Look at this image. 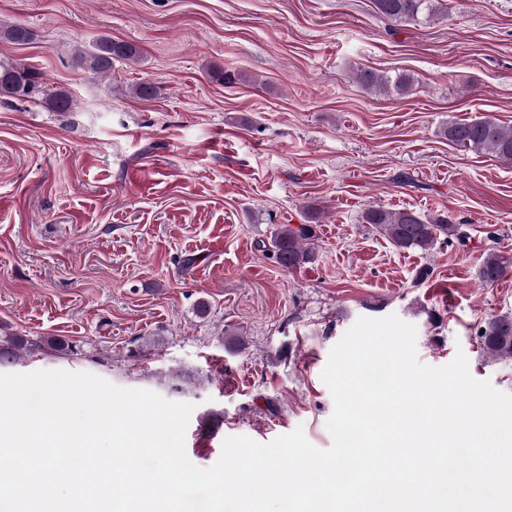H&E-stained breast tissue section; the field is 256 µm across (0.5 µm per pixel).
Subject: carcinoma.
<instances>
[{
    "mask_svg": "<svg viewBox=\"0 0 512 512\" xmlns=\"http://www.w3.org/2000/svg\"><path fill=\"white\" fill-rule=\"evenodd\" d=\"M378 12L394 23L415 20L422 15H432L440 9L435 0H374ZM0 37L16 43L31 40L30 30L21 24L0 23ZM135 46L100 36L88 46L76 48L73 63L85 72L102 77L112 72L114 63L121 60L136 62ZM358 82L368 91L406 94L414 84L408 74L395 77L380 75L371 70H360ZM41 96L40 103L52 112L64 114L74 108L73 96L64 89L46 90L38 82V73L31 68L0 60V99L27 100ZM441 135L452 144L479 154H491L505 161H512V127L485 116L471 120L450 119L441 128ZM364 224L378 229L390 242L403 250L428 252L437 243H450L462 239L459 226L449 216L423 217L410 209L387 210L371 206L361 214ZM313 226L286 225L270 239L267 250L277 263L288 271L311 264L316 259ZM507 269L506 260L498 254L486 256L479 268V279L491 284L499 280ZM477 336L486 356L494 360H512V315L492 317L477 330ZM42 351L62 358L81 352L80 346L60 336H43L33 341L26 335L0 331V367L15 363L23 353ZM205 383L201 376L179 370L168 376V385L177 391L188 386Z\"/></svg>",
    "mask_w": 512,
    "mask_h": 512,
    "instance_id": "cac0c4a2",
    "label": "carcinoma"
}]
</instances>
